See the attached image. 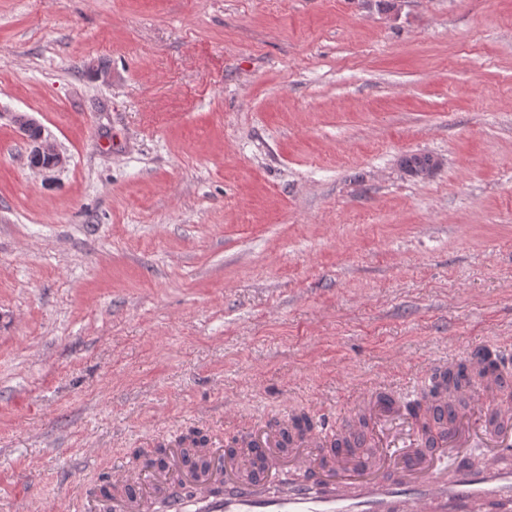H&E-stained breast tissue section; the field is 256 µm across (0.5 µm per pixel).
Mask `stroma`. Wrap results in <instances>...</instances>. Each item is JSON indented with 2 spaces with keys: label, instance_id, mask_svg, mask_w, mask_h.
I'll list each match as a JSON object with an SVG mask.
<instances>
[{
  "label": "stroma",
  "instance_id": "1",
  "mask_svg": "<svg viewBox=\"0 0 512 512\" xmlns=\"http://www.w3.org/2000/svg\"><path fill=\"white\" fill-rule=\"evenodd\" d=\"M389 2L0 0V512L512 348V0ZM15 121L30 143V156L38 160L33 167L41 171H51L63 165L64 157L51 138L45 136L40 125L30 118L17 117ZM34 131L37 132L36 136L32 135Z\"/></svg>",
  "mask_w": 512,
  "mask_h": 512
}]
</instances>
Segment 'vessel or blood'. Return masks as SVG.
Segmentation results:
<instances>
[{"label": "vessel or blood", "instance_id": "1", "mask_svg": "<svg viewBox=\"0 0 512 512\" xmlns=\"http://www.w3.org/2000/svg\"><path fill=\"white\" fill-rule=\"evenodd\" d=\"M495 379L460 385L442 399L452 425L413 415L411 389H369L343 420L311 428L284 448L278 431L254 423L248 446L206 449L209 467H189L178 437L164 466L112 467L101 488L69 482L57 512H512V355L497 354ZM483 446L478 466L470 450Z\"/></svg>", "mask_w": 512, "mask_h": 512}]
</instances>
